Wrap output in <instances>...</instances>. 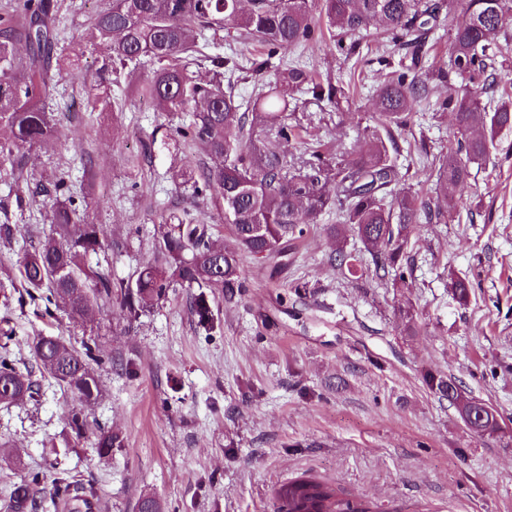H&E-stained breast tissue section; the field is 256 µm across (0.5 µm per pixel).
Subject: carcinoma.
<instances>
[{"instance_id":"cac0c4a2","label":"carcinoma","mask_w":512,"mask_h":512,"mask_svg":"<svg viewBox=\"0 0 512 512\" xmlns=\"http://www.w3.org/2000/svg\"><path fill=\"white\" fill-rule=\"evenodd\" d=\"M112 0L97 12L86 37L107 51L111 64L130 77L147 68L146 79L134 85L135 93L150 101L168 121L182 112L192 113L187 125L168 126L170 134L200 143L212 164L182 175L197 194L208 197L224 213L231 242L216 246L208 225L183 211L177 224H162L153 258L129 280L112 277L84 264V258L109 249L100 224H88L62 183L54 184L50 214L57 236L40 242L16 262V269L0 272V295L17 301H41L44 306L63 303L73 317H85L104 298L115 297L131 318L163 299L175 287L198 288L191 296L197 322L213 328L208 294L231 301L241 295L244 281L240 263L244 256L271 260L288 250V243L302 238L310 225L330 209L341 214L344 224L364 248L373 253L377 267L401 282L410 271L408 247L420 213L425 218L442 216L426 209L419 197L395 191L401 179L382 133H391L413 111L423 81L416 69L395 73L379 89L378 126L364 138L356 155L344 163H332L318 146H310L304 159L294 162L279 145L296 136L288 123L289 97L305 90L316 99L332 98L335 88L308 78L299 66L281 70L262 84L245 102L224 82L238 63L231 58L211 59L214 77L202 81L189 70L195 53L190 43L194 29L216 30L232 26L267 50L271 59L310 40L315 33L312 11L343 31L355 34L371 21L399 41L416 35L438 19L440 3L428 0ZM467 18L454 33L448 66L461 79L464 94L450 96L461 138L448 142L436 168V189L444 198L470 175L474 164L485 161L494 148L497 130L512 126V105L490 112L480 97L469 90L488 67V51L512 26V0H467ZM55 18L49 0H16L0 13V165L23 176V150L46 147L53 136L52 114L43 96L53 78L52 67L63 69L67 59L54 57ZM337 252L331 261L354 276L358 259L344 249L343 235L334 224ZM43 375L65 385L79 407L68 415L67 425L75 440L90 429L82 407L101 395L96 366L101 359L88 344L75 349L59 336H37L30 347ZM425 381L434 394L457 404L460 389L452 378L428 374ZM32 373L17 367L5 351L0 353V405L8 407L39 396ZM475 413L472 431L496 432L500 424L488 404L471 399ZM96 446L103 455L119 447L121 437L97 427ZM43 475L30 472L15 486L9 512H38V487ZM53 497L70 502L85 493L83 484L63 472L52 480ZM285 512H375L366 500L339 497L336 488L303 474L274 488Z\"/></svg>"}]
</instances>
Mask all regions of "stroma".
Returning a JSON list of instances; mask_svg holds the SVG:
<instances>
[{"label":"stroma","instance_id":"stroma-1","mask_svg":"<svg viewBox=\"0 0 512 512\" xmlns=\"http://www.w3.org/2000/svg\"><path fill=\"white\" fill-rule=\"evenodd\" d=\"M57 48L78 57V77H54L47 103L55 115L51 147L25 150L27 180L0 166V200L30 196L25 208L0 210V224L16 225L0 242V267L15 265L54 231L51 197L34 195L36 183L65 180L84 218L103 225L112 244L90 265L126 279L148 260L160 222L193 208L221 245L230 230L209 199L195 196L176 173L208 157L162 129V119L115 74L101 46L84 32L106 0H53ZM466 0H452L418 46L390 42L378 25L357 40L355 54L336 45L338 31L315 17L317 41L288 51L313 78L331 83L332 102L299 93L289 118L302 141L283 144L299 155L314 139L346 160L374 126L377 89L387 73L417 63L424 72L445 66ZM194 64L213 76L208 55L237 56L238 98L249 99L275 68L255 73L252 59L265 50L235 28L197 33ZM485 103L512 102V34L501 40ZM122 100V111H102L90 86ZM460 85L456 76L427 82V95L405 127L393 130L389 154L403 179L400 190L435 203V178L419 158L436 156L458 136L442 103ZM336 211L293 245L288 271L269 278L259 259L244 257L245 291L228 304L210 299L214 327L197 323L178 288L135 321L118 302L104 301L88 318L63 309L44 312L0 297V328L11 339L19 367L31 366L28 344L59 336L75 347L96 345L101 395L86 414L90 424L120 434L121 447L100 457L93 436L69 440L67 417L76 400L53 379L36 401L0 407V512L25 474L67 472L93 487L89 505L44 498L42 512H139L152 497L162 512H280L276 485L308 473L336 487L342 498L373 501L379 512H512V127L501 130L482 164L471 167L444 219L421 225L409 248V284L378 273L355 237L364 274L354 278L330 263L336 241L325 230ZM471 284L460 304L449 273ZM417 314L416 334L398 318ZM454 378L466 396L499 415L491 435L471 432L448 401L426 385V373Z\"/></svg>","mask_w":512,"mask_h":512}]
</instances>
